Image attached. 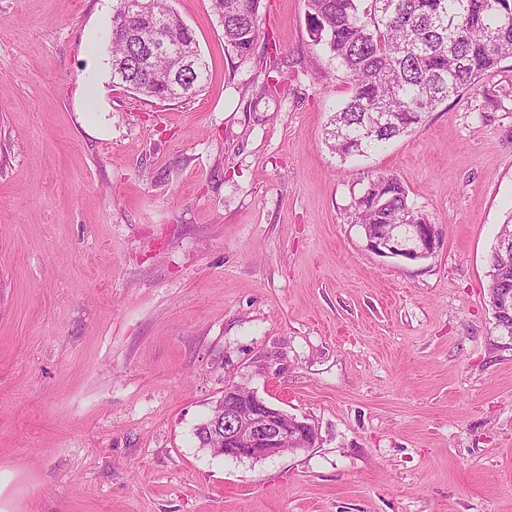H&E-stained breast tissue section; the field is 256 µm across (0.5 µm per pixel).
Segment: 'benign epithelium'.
<instances>
[{"mask_svg":"<svg viewBox=\"0 0 512 512\" xmlns=\"http://www.w3.org/2000/svg\"><path fill=\"white\" fill-rule=\"evenodd\" d=\"M365 247L371 253L403 262H417L434 255L440 236L432 223L414 224L403 233L396 224L380 231H364ZM240 384L229 383L216 401L210 419L212 429L220 432L221 447L215 452L235 459H262L279 456L296 442L315 436L314 427L266 403L250 392L249 406L239 408Z\"/></svg>","mask_w":512,"mask_h":512,"instance_id":"benign-epithelium-1","label":"benign epithelium"}]
</instances>
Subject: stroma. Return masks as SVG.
<instances>
[{"mask_svg": "<svg viewBox=\"0 0 512 512\" xmlns=\"http://www.w3.org/2000/svg\"><path fill=\"white\" fill-rule=\"evenodd\" d=\"M188 100L112 80L116 0H0V512H512V337L489 258L512 216V60L384 148L325 141L350 84L305 0H261ZM280 80L279 95L264 93ZM394 174L437 224L367 251ZM237 382L315 428L266 460L195 437ZM354 205L355 224L374 230L363 228L365 247L377 256L417 262L434 255L440 246L436 225L427 223L428 216L410 202L408 191L394 175L372 180ZM398 224L413 225L402 233Z\"/></svg>", "mask_w": 512, "mask_h": 512, "instance_id": "1", "label": "stroma"}]
</instances>
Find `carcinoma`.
I'll list each match as a JSON object with an SVG mask.
<instances>
[{
    "instance_id": "cac0c4a2",
    "label": "carcinoma",
    "mask_w": 512,
    "mask_h": 512,
    "mask_svg": "<svg viewBox=\"0 0 512 512\" xmlns=\"http://www.w3.org/2000/svg\"><path fill=\"white\" fill-rule=\"evenodd\" d=\"M117 0L112 16V78L160 101L197 93L204 63L191 29L169 0L143 10ZM314 45L336 60L352 92L333 113L326 141L342 160L383 147L424 122L444 101L472 90L481 76L512 58V0H306ZM227 50L253 55L260 0H214ZM164 21L162 37L182 48L176 56L136 67L137 36ZM400 179L382 175L356 199L354 222L378 231L384 224H425ZM488 292H512V218L502 224L490 258Z\"/></svg>"
}]
</instances>
